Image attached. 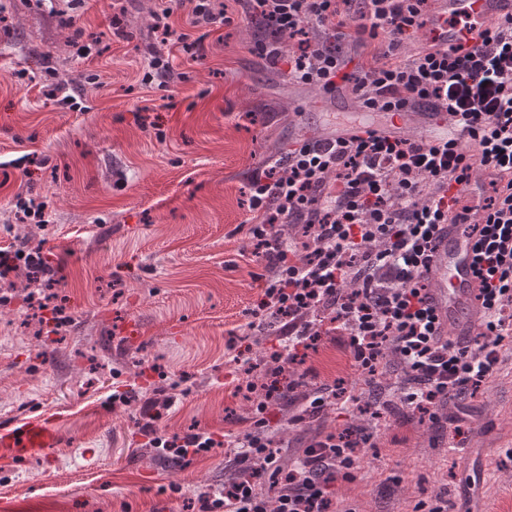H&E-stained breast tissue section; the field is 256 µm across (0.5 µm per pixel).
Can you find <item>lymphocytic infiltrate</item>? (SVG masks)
I'll list each match as a JSON object with an SVG mask.
<instances>
[{"label":"lymphocytic infiltrate","instance_id":"f902f5d3","mask_svg":"<svg viewBox=\"0 0 512 512\" xmlns=\"http://www.w3.org/2000/svg\"><path fill=\"white\" fill-rule=\"evenodd\" d=\"M431 2L175 0L155 13L153 28L193 56L203 40L175 34V9H188L201 28L231 25L241 14L264 28L253 52L274 67L287 63L292 81L327 93L342 81L366 111L388 116L427 104L460 124L459 147L389 137L369 126L347 139L303 141L248 183L253 254L265 262L251 327L275 332L277 362L294 364L328 343L363 376L398 368L403 423L452 419L448 447L456 451L465 445L463 419L447 416L449 402L502 379L512 351V22L487 28L470 49L424 44L405 53L429 21ZM313 28L326 30L327 40L310 38ZM370 42L380 65L348 72L346 44ZM485 170L507 185L491 183L475 214L453 189ZM452 217L476 239L483 319L470 342L442 335L425 277ZM299 221L311 235L303 254L276 230ZM285 394L277 384L264 386L250 430L225 435L237 468L252 475L203 496L202 512H330L336 483L362 472L360 449L368 438L361 433L321 436L282 466L272 421ZM358 401V392L322 383L307 392L291 421L298 426L330 406ZM140 416V435L177 460L216 445L204 430L158 436L157 400L145 399Z\"/></svg>","mask_w":512,"mask_h":512}]
</instances>
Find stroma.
<instances>
[{
  "mask_svg": "<svg viewBox=\"0 0 512 512\" xmlns=\"http://www.w3.org/2000/svg\"><path fill=\"white\" fill-rule=\"evenodd\" d=\"M168 0H0V251L42 246L63 277L55 293L72 321L40 329L27 292L0 281V422L59 408L66 419L51 462L0 468L15 512H199L221 488L224 447L190 462L159 453L138 432L128 387L173 390L160 434L243 433L254 406L236 388L228 340L248 334L264 264L253 256L247 183L268 158L337 126L385 124L356 96L344 101L288 82L253 53L249 21L217 27L191 60L162 42L152 16ZM74 19L63 27V16ZM94 34L102 53L87 65L68 39ZM170 55L166 87L145 86L153 52ZM97 82H89V75ZM74 95L70 110L50 83ZM47 205V221L17 223V199ZM139 331L126 341L129 321ZM320 380L353 384L335 348L293 364ZM464 458L430 422L388 416L363 453L355 482L333 490L338 512H405L408 503L468 495L512 504V382L471 402ZM353 414L281 429L285 460L319 435L355 426ZM403 444L391 445L392 436Z\"/></svg>",
  "mask_w": 512,
  "mask_h": 512,
  "instance_id": "1",
  "label": "stroma"
}]
</instances>
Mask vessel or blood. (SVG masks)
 Segmentation results:
<instances>
[{"instance_id": "obj_1", "label": "vessel or blood", "mask_w": 512, "mask_h": 512, "mask_svg": "<svg viewBox=\"0 0 512 512\" xmlns=\"http://www.w3.org/2000/svg\"><path fill=\"white\" fill-rule=\"evenodd\" d=\"M512 16V0H438V9L427 23L429 41L444 46L473 47L475 35L489 20ZM422 128L421 138L430 144L456 140L460 127L454 118L440 112H406L400 130ZM475 239L462 226L448 225L437 247L438 258L427 272L432 284L430 303L435 308L443 334L462 339L473 334L480 323V283L472 272ZM59 412L0 422V464L14 465L33 457H50L57 445Z\"/></svg>"}]
</instances>
